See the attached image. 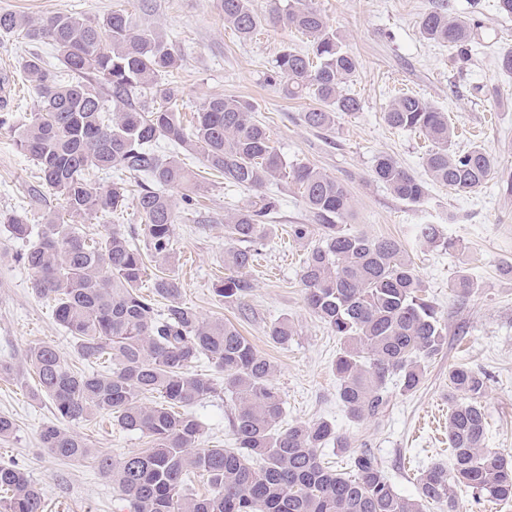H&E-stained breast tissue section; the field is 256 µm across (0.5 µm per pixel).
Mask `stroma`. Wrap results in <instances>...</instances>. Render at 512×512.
<instances>
[{"mask_svg":"<svg viewBox=\"0 0 512 512\" xmlns=\"http://www.w3.org/2000/svg\"><path fill=\"white\" fill-rule=\"evenodd\" d=\"M438 2L313 0L359 61L345 90L361 101L362 109L338 114L335 128L326 132L302 122L308 100L284 98L264 81L263 72L277 53L287 46L302 48L301 35L291 29L264 25L251 40H241L225 25L215 0H0V12L35 18L71 13L98 19L118 6L139 14L184 56L178 74L184 116L216 96L250 99L280 154L310 164L347 187L352 198L347 230L402 242L448 329V345L428 362L419 391L405 395L395 382H388L383 412L360 422L352 421L337 399L334 361L339 342L305 304L300 268L320 231L313 228L304 241L290 236V225L312 221L294 186L269 188L280 206L272 232L247 272L254 284L246 299L248 317L219 301L212 288L226 275L224 214L247 202L250 191L210 178L174 226L176 261L168 272L179 281L185 300L203 316L233 323L275 362L273 382L285 401L286 422L331 421L353 448L374 455L395 490L407 497L415 496L423 468L450 460L449 367L466 364L489 374L482 398L486 445L512 454V192L502 189L503 181L512 180V74L497 67L499 52L512 48V17L498 14L496 0H451L456 13L476 14L482 22L469 59L462 63L448 46L420 32L422 15ZM32 53L50 67L60 65L49 45L0 37V78L6 96L0 104L1 213L18 209L35 182L32 162L15 146L16 128L39 102L20 67ZM402 92L446 112L458 129L459 146L475 141L492 150L496 169L478 191L458 195L434 185L424 202L414 205L374 179V159L381 154L391 155L414 175L424 173V137L391 128L382 118L387 103ZM421 224L441 225L444 236L458 241L460 250L423 243L417 237ZM23 249L0 231V361L11 367L0 375V415L16 423L15 435L0 441V463L27 469L43 489L44 512H119L121 503L111 481L91 461L59 460L40 446V432L55 416L26 370V353L30 346L46 343L56 346L74 367L82 362L48 302L33 288L31 272L17 262ZM461 270L479 285L467 296L450 290ZM283 315L298 331L285 347L267 336L270 322ZM231 411L224 396L197 405L206 425L202 447H233ZM68 428L116 459L149 446L146 437L121 430L105 417L72 422Z\"/></svg>","mask_w":512,"mask_h":512,"instance_id":"stroma-1","label":"stroma"}]
</instances>
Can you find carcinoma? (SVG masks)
Wrapping results in <instances>:
<instances>
[{
  "label": "carcinoma",
  "instance_id": "obj_1",
  "mask_svg": "<svg viewBox=\"0 0 512 512\" xmlns=\"http://www.w3.org/2000/svg\"><path fill=\"white\" fill-rule=\"evenodd\" d=\"M217 8L244 40L263 24L295 29L305 37L307 51L287 47L265 72V82L284 96L312 102L302 113L304 124L330 131L336 114L360 111V101L343 93L358 59L313 0H269L262 16L252 0H217ZM480 27L474 17L454 15L447 0L420 21L426 39L448 45L463 60ZM0 34L52 45L72 75L60 80L36 54L23 60L39 105L16 139L39 172L33 193L52 191L62 199L64 215L50 210L33 224L25 211L0 213V224L10 239L26 245L18 259L34 274L33 288L53 305L55 321L74 341L78 356L98 369H75L56 347L44 343L29 348L26 364L60 420L107 416L151 443L114 461L52 423L40 434L50 455L92 461L128 512H426L431 505L457 512L460 486L490 500L512 501V455L485 447L481 398L486 373L448 369L450 396H465L448 416L451 463L434 462L424 469L417 478L418 496L406 497L374 456L350 451V441L332 422L283 425L284 401L272 382V361L232 323L207 318L185 302L176 279L158 275L151 293H143L145 256L160 267L171 264L174 224L203 188L183 158L157 153L154 143L168 140L199 154L224 182L258 192L224 214L229 274L213 291L228 304H241L252 291L246 273L278 209V199L263 189L273 183L295 185L322 230L300 278L307 307L340 341L338 400L354 421L379 414L390 380L404 394L420 388L426 362L443 350L448 330L400 241L341 227L352 215L344 184L286 160L271 145L265 125L254 119L248 99L213 97L192 125L184 126L181 90L174 81L183 56L132 12L116 9L100 20L1 12ZM108 98L110 112L105 111ZM383 119L395 129L418 130L431 142L423 178L388 155L374 160L373 177L404 201L423 202L431 184L473 193L495 170V156L483 144L454 150L456 132L448 114L416 95L392 100ZM112 171L118 176L107 188L92 185V176ZM130 178L137 180L133 196ZM174 187L183 189L179 200L168 193ZM130 201L144 221V246L118 224L98 237L86 234L84 225ZM476 288L464 272L451 285L458 296ZM296 335L286 316L267 328L269 339L282 346ZM204 357L216 373L195 372ZM223 393L234 404V447L203 448L205 426L193 408ZM331 443L350 453V471L324 462L323 449ZM190 473L206 477L212 494L194 493L186 483ZM0 491V512H43L42 488L21 468L0 464Z\"/></svg>",
  "mask_w": 512,
  "mask_h": 512
}]
</instances>
